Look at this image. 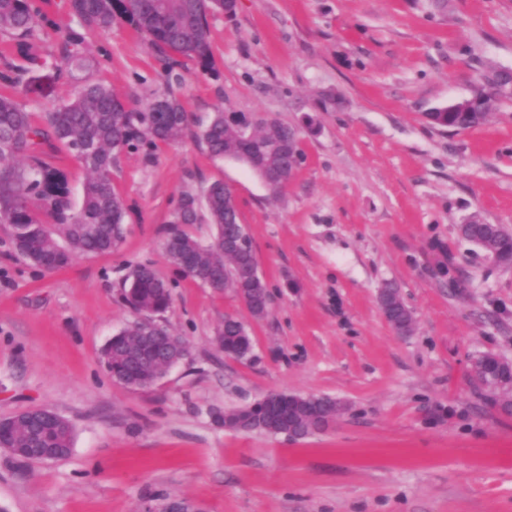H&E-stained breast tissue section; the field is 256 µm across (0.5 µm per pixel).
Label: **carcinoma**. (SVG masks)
I'll list each match as a JSON object with an SVG mask.
<instances>
[{"label":"carcinoma","instance_id":"carcinoma-1","mask_svg":"<svg viewBox=\"0 0 512 512\" xmlns=\"http://www.w3.org/2000/svg\"><path fill=\"white\" fill-rule=\"evenodd\" d=\"M49 0H0V34L25 47L24 66H9V92H0V224L10 227L19 253L47 270L68 266L78 255L112 253L124 238L127 206L112 182L116 156L141 147L152 151L160 144L177 142L190 130L191 117L173 91L160 96L164 110L155 103L144 108L131 106L111 86L84 82L70 98L39 118L17 101L15 91H31L25 76L35 69L50 68L57 74L73 75L89 66L85 32L105 30L118 18L128 21L145 35L162 58L168 86L179 85L182 59H191L201 71L213 68L209 46L210 15L235 12V0H68L71 14L81 29H71L58 49L43 55L33 51L43 27L51 24L44 6ZM512 98V68L493 62L480 64V77L468 97L424 113L435 127L455 131L483 125ZM210 156H231L252 168L274 192L285 189L305 155L298 131L275 121L252 123L243 114L216 112L196 134ZM62 144L72 155L81 147L90 149L80 159L88 177L79 204H73L61 169L45 161L37 147L45 142ZM49 204L54 222L44 224L34 215L30 200ZM191 224H211L213 240L204 244L187 230ZM462 235L480 246L495 261L512 262V231L501 224H488L474 215L461 225ZM245 236L232 190L222 181L212 182L200 196L186 194L174 220L165 230L163 248L169 264L186 277L213 289H232L250 315L261 320L269 313L267 283L257 274L254 248L227 251L224 239ZM124 301L137 318L112 336L102 357L112 380L131 388L153 385L172 360L186 357L185 341L152 319L171 304L169 285L147 265L132 270ZM379 306L392 329L412 332L414 317L399 288H380ZM224 355L245 360L252 353L250 333L241 320L227 316L217 332ZM485 380H502L507 365L493 354L475 362ZM282 408L264 398L254 404L227 410L221 415L224 429L257 432L271 436L304 439L328 430L344 406L328 396L282 393ZM8 432L0 447L11 449L23 462L45 456L69 454L72 428L56 413L34 408L5 421Z\"/></svg>","mask_w":512,"mask_h":512}]
</instances>
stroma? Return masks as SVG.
I'll list each match as a JSON object with an SVG mask.
<instances>
[{
	"label": "stroma",
	"mask_w": 512,
	"mask_h": 512,
	"mask_svg": "<svg viewBox=\"0 0 512 512\" xmlns=\"http://www.w3.org/2000/svg\"><path fill=\"white\" fill-rule=\"evenodd\" d=\"M209 25L213 72L185 61L176 90L193 125L256 113L296 127L305 162L275 194L191 134L123 152L122 243L55 271L20 257L0 225V420L42 407L73 428L59 460L21 464L0 448V512H143L172 498L199 512H512V415L473 374L481 354L512 359V269L460 233L475 213L512 230V101L465 131L424 118L469 95L478 61L512 68V0H453L444 13L433 0H238ZM86 50L92 68L18 102L38 114L87 79L142 106L164 91L160 60L127 22L87 33ZM330 90L342 108H324ZM215 180L251 236L265 319L163 253L182 197ZM140 264L171 285L162 321L189 352L133 389L101 351L134 318L121 294ZM387 281L414 312L411 335L379 308ZM228 315L249 329V360L218 347ZM272 391L346 410L299 440L216 421Z\"/></svg>",
	"instance_id": "35a3bbf8"
}]
</instances>
